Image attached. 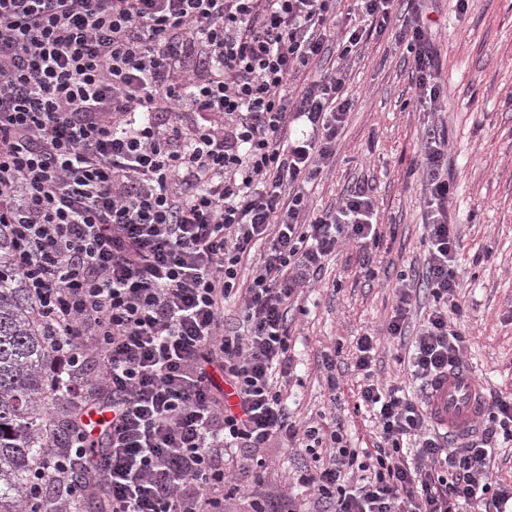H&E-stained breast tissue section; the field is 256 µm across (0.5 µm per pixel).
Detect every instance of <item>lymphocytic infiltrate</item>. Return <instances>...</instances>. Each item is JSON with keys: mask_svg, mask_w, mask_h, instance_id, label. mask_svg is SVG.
I'll list each match as a JSON object with an SVG mask.
<instances>
[{"mask_svg": "<svg viewBox=\"0 0 512 512\" xmlns=\"http://www.w3.org/2000/svg\"><path fill=\"white\" fill-rule=\"evenodd\" d=\"M353 2L348 26L336 0H0V224L70 399L92 364L112 413L76 459L43 456L30 501L77 464L99 471L108 512H224L228 481L256 512H301L296 487L311 512H512V484L490 471L512 441L511 399L488 395L484 426L453 444L399 388L374 383L363 335L359 401L380 443L361 452L343 427L298 428L277 387L290 299L344 242L379 241L368 189L315 214L305 199L352 106L346 61L390 35L417 100L445 104L424 0ZM188 112L201 121L184 132ZM420 167L436 306L413 366L426 388L463 363L467 340L446 309L462 286L447 136L423 132ZM274 444L311 458L286 492L254 475Z\"/></svg>", "mask_w": 512, "mask_h": 512, "instance_id": "1", "label": "lymphocytic infiltrate"}]
</instances>
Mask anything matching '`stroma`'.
<instances>
[{
    "mask_svg": "<svg viewBox=\"0 0 512 512\" xmlns=\"http://www.w3.org/2000/svg\"><path fill=\"white\" fill-rule=\"evenodd\" d=\"M439 51L447 109L418 102L406 55L387 38L372 36L352 59L347 86L354 104L331 159L308 188L312 209L339 203L358 184L372 189L378 248L340 247L288 313L296 374L286 395L297 422L324 427L343 422L354 446L379 444L371 412L358 408L361 375L356 341L374 334L372 370L420 399L414 373L415 338L433 305L429 288L416 296L406 335L384 330L403 279L420 282L426 245L427 194L419 171V137L435 128L448 135L450 210L461 249L465 286L449 312L469 340L466 363L481 388L512 398V0H428ZM372 265H365V257ZM333 355L336 390H329L323 360ZM285 448L265 452L267 489L284 491L288 475L305 463Z\"/></svg>",
    "mask_w": 512,
    "mask_h": 512,
    "instance_id": "stroma-1",
    "label": "stroma"
}]
</instances>
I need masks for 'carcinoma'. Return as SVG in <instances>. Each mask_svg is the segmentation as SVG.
Masks as SVG:
<instances>
[{"instance_id":"1","label":"carcinoma","mask_w":512,"mask_h":512,"mask_svg":"<svg viewBox=\"0 0 512 512\" xmlns=\"http://www.w3.org/2000/svg\"><path fill=\"white\" fill-rule=\"evenodd\" d=\"M11 240L0 233V512H26L29 481L44 453L69 447L73 410L46 419L41 407L71 404L59 378L47 375L55 352L29 289L9 266Z\"/></svg>"}]
</instances>
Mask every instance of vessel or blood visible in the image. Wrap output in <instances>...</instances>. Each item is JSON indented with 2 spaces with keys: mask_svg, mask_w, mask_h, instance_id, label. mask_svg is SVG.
Returning <instances> with one entry per match:
<instances>
[{
  "mask_svg": "<svg viewBox=\"0 0 512 512\" xmlns=\"http://www.w3.org/2000/svg\"><path fill=\"white\" fill-rule=\"evenodd\" d=\"M429 403L438 425L457 436L469 433L484 410L482 393L471 373L464 370L434 380Z\"/></svg>",
  "mask_w": 512,
  "mask_h": 512,
  "instance_id": "vessel-or-blood-1",
  "label": "vessel or blood"
}]
</instances>
